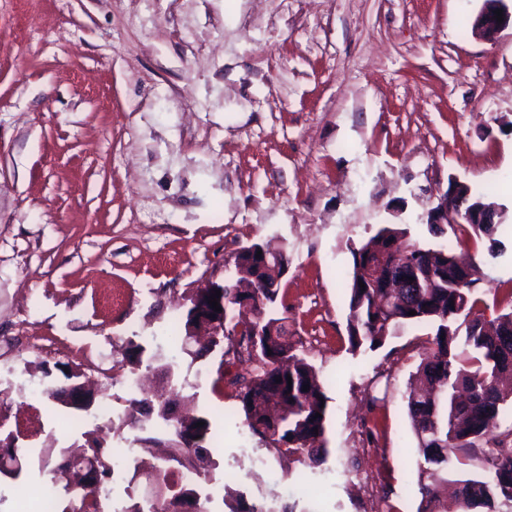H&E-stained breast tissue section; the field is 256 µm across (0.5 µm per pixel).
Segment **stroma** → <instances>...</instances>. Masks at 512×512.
I'll list each match as a JSON object with an SVG mask.
<instances>
[{
  "label": "stroma",
  "mask_w": 512,
  "mask_h": 512,
  "mask_svg": "<svg viewBox=\"0 0 512 512\" xmlns=\"http://www.w3.org/2000/svg\"><path fill=\"white\" fill-rule=\"evenodd\" d=\"M483 5L0 0V437L18 434L25 455L19 477L0 474V512L63 501L49 469L97 443L104 461L132 458L102 512L163 488L124 378L163 390L165 364L176 412L221 439L208 476L231 497L206 512H417L405 398L432 329L351 351V250L402 225L479 263L487 316L512 310V221L491 239L425 223L453 177L512 217V31L475 37ZM255 242L289 258L288 333L324 385L315 467L249 433L231 381L245 365L196 357L168 331ZM69 372L94 388L89 412L31 397ZM244 444L272 480L247 474Z\"/></svg>",
  "instance_id": "obj_1"
}]
</instances>
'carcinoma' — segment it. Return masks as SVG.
Instances as JSON below:
<instances>
[{
  "instance_id": "cac0c4a2",
  "label": "carcinoma",
  "mask_w": 512,
  "mask_h": 512,
  "mask_svg": "<svg viewBox=\"0 0 512 512\" xmlns=\"http://www.w3.org/2000/svg\"><path fill=\"white\" fill-rule=\"evenodd\" d=\"M406 236V229L387 224L352 249L349 344L354 350L374 349L400 326L434 327L430 347L417 367L426 389H414L407 397L417 439L418 512H440L438 483L447 481L448 464L455 461L465 466L471 459L480 462L481 472L457 480L461 512H486L497 499L512 502V428L499 431L500 415L512 404V311L487 318L471 288L479 281L478 265H471L467 273L448 249L412 239L397 245ZM260 248L258 243L245 247L228 263L224 327L211 348L226 342L238 362L256 364L243 378L239 393L252 432L268 439L279 454L318 464L328 453L327 407L321 406L327 397L315 367L288 340L284 318L275 316L281 284L269 272L256 275ZM385 252L390 253L392 280L411 278L415 287L389 288L382 278L365 279L366 264ZM252 283L256 287H250ZM199 309L207 310L212 319L219 317L198 294L188 310L184 332H189ZM411 310L416 314H409ZM128 414L150 434L194 441L193 447L185 449L186 459L207 475L212 436L206 417H177L170 407L157 406L140 395L129 400ZM198 422L202 426H196ZM83 465L97 471L99 483L112 482V467L99 453L84 458ZM63 489L67 503L61 512H100L92 493L68 483Z\"/></svg>"
}]
</instances>
